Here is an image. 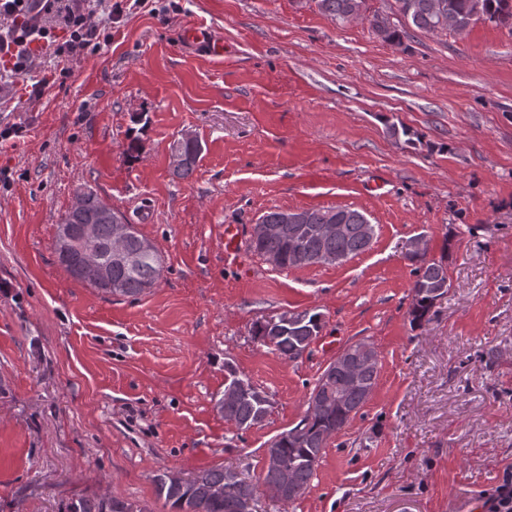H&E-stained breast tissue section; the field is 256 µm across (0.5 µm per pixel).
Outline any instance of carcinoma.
I'll list each match as a JSON object with an SVG mask.
<instances>
[{
	"instance_id": "cac0c4a2",
	"label": "carcinoma",
	"mask_w": 512,
	"mask_h": 512,
	"mask_svg": "<svg viewBox=\"0 0 512 512\" xmlns=\"http://www.w3.org/2000/svg\"><path fill=\"white\" fill-rule=\"evenodd\" d=\"M319 11L331 20L344 24L349 16L361 9L373 34L383 42L401 47L410 31L419 30L437 34L448 30V20L460 28L468 29L480 21L512 27V0H396L400 19L396 22L389 16L374 9L370 0H313ZM186 156L175 175L187 179L195 171L202 152L198 140L181 144ZM107 203L97 194L88 195L78 207H70L61 215V224H96L98 234L94 247L103 255H110L112 225L100 220L102 209ZM306 231L296 239L292 225L283 224L284 211L275 210L263 215L254 225L257 240L250 248L262 257L274 256L281 259L279 268H301L326 263V256L341 255L346 259L357 256L370 248L375 235V225L366 215L348 207L309 208L303 210ZM332 220L345 225L340 237L326 238L317 234L316 229ZM284 229H279V226ZM409 260L416 264V279L411 288V303L408 308L410 323H421L431 312L437 300L444 297L450 288L448 266L445 257L430 259L427 254H409ZM61 267L71 277L102 291L110 296L136 298L157 286L163 270L159 251L134 270L121 265H112V282L117 288L111 289L77 272L75 260L64 255L58 256ZM323 328L321 314L302 311L296 313V323L277 335L272 347L280 357L296 359L320 335ZM352 350L351 366L342 369L329 363L322 371L309 393L307 403L322 402L320 410L305 415L293 428L278 435L268 451L288 462L292 471L294 491L289 494L292 502L301 497L309 487L318 462L328 441L337 435L358 414L368 401L377 384L379 355L373 344L359 341L349 345ZM239 387V392L228 398L219 399L217 406L224 420L238 429H249L260 422L261 392L252 383L239 376L237 371L226 367L224 389ZM274 479L271 471L263 472L257 481L248 478L235 480L231 470L217 466L196 473L183 485H176L167 478V473L156 475L158 497L164 499L172 512H241L243 499L255 496L263 485ZM219 487L222 494L214 498L209 489ZM70 512H145L139 505L116 498H102L97 501L80 500L74 503Z\"/></svg>"
}]
</instances>
